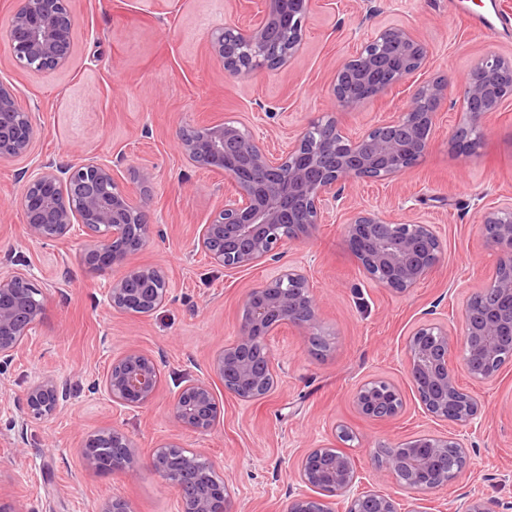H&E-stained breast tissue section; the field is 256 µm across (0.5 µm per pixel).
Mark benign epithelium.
I'll use <instances>...</instances> for the list:
<instances>
[{
	"mask_svg": "<svg viewBox=\"0 0 512 512\" xmlns=\"http://www.w3.org/2000/svg\"><path fill=\"white\" fill-rule=\"evenodd\" d=\"M260 8L248 25L229 23L211 30L208 43L224 71L232 76H258L288 65L297 55L305 21L315 0H259ZM289 19L283 48L265 42L267 28L279 17ZM73 20L71 0H13L5 39L14 64L30 73L49 76L70 64ZM428 48L407 28L388 25L373 30L356 52L337 68L333 96L344 111H356L397 85L410 82L429 63ZM512 68V58L488 52L473 65V73ZM438 102L456 93L465 109L469 125L483 127L487 115L512 96L490 93L471 79L458 87L449 76H437L419 89ZM485 99L480 110L470 109L474 99ZM437 110L408 108L397 119L372 125L354 135L348 133L335 114L336 142L329 145L311 137L318 120L312 119L288 142V148L272 152L252 129L225 121L207 128L209 136L189 140L181 135L184 159L231 179L236 197L224 199L203 225L197 246L210 263L226 271H241L269 261L279 262L288 246L307 238L323 223L328 210L340 205L349 210L345 235L359 268L370 283L396 294L417 287L440 262L443 244L437 225L416 218L393 222L386 212L355 206L345 195L346 185L374 169L376 179L392 182L415 166L427 153L430 136L405 144L381 139L388 126H405L414 132L432 131ZM36 135L34 113L10 86L0 83V162L30 155ZM340 153L338 165L323 171L313 183L310 172L321 166L328 150ZM145 200L122 189L114 169L95 156L62 164L40 163L27 170L20 201L22 223L35 241L68 238L79 225L93 240L85 245L80 258L92 272L124 266L130 256L145 245L150 225L136 223ZM482 232L499 257L489 287L512 300V201L507 200L482 216ZM309 270L290 264L270 280L247 290L239 332L235 341L224 346L214 358L211 371L224 383V392L240 401L255 402L268 397L278 385L275 359L268 339L279 327L290 325L318 335V312L312 296ZM486 289L472 291L460 310L461 336L448 325L433 319L421 322L407 338V372L424 413L445 422V434L418 432L378 458L400 483L419 496H425L449 482L434 469L438 454L445 448L468 453V431L479 423L483 404L464 388L449 354L461 344L463 368L477 383L493 381L501 369L502 351L512 355V309L505 312L484 300ZM169 282L164 271L152 265L132 266L112 283L109 303L118 311L128 310L130 298L140 304L142 315L150 316L166 303ZM47 309L41 285L27 270L16 267L0 271V367L23 349L29 331ZM103 386L113 402L141 408L149 404L160 387V372L154 358L131 349L113 360ZM57 383L48 378L30 389L25 405L30 415L45 418L58 407ZM356 411L369 420H392L405 408L401 389L385 377H374L360 384L353 394ZM221 406L207 379L184 386L171 408L173 423L180 429L208 433L220 422ZM112 447L126 449L124 461L108 465L85 449L86 467L112 473H125L133 466V442L119 429L110 430ZM337 443L311 448L295 468L298 480L320 493L295 496L288 512H311L310 504L322 512H335L333 498L349 500L347 510L358 512L364 503L372 512H397L390 494L370 487H356L359 472L339 443L353 438L343 425L336 426ZM181 450L175 441L161 444L151 455V471L175 487L170 480L167 457ZM187 466L200 470L204 483L195 494L180 493V512H232L211 461L200 454L186 456Z\"/></svg>",
	"mask_w": 512,
	"mask_h": 512,
	"instance_id": "benign-epithelium-1",
	"label": "benign epithelium"
}]
</instances>
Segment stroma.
Instances as JSON below:
<instances>
[{
  "instance_id": "stroma-1",
  "label": "stroma",
  "mask_w": 512,
  "mask_h": 512,
  "mask_svg": "<svg viewBox=\"0 0 512 512\" xmlns=\"http://www.w3.org/2000/svg\"><path fill=\"white\" fill-rule=\"evenodd\" d=\"M71 8L68 70L28 73L0 42V80L36 114L34 161L106 159L119 185L146 199L152 232L131 262L161 267L170 295L147 317L113 310L108 289L122 268L90 272L79 258L88 242L81 231L65 241L30 239L18 209L22 165L0 163V268L26 264L48 299L23 352L0 368V502L12 512H99L119 497L131 512H179L177 489L146 466L160 443L174 440L215 464L234 512H287L305 490L294 463L332 441L343 424L354 433L346 450L364 484L394 494L398 512H415V494L398 490L374 453L416 432L446 429L409 393L404 346L431 315L460 330L464 299L492 275L495 253L480 223L487 208L512 198V97L487 116L474 149L462 151L451 138L464 114L450 100L437 115L428 152L411 170L389 184L358 179L347 186L355 204L438 226L442 259L416 288L396 294L364 278L342 212L290 246L289 259L311 271L329 350L314 355L304 330L279 328L269 338L276 391L251 403L220 395L221 419L207 434L176 429L173 398L189 381L210 377L213 358L237 334L247 289L280 266L229 273L195 248L202 225L235 185L186 163L179 133L236 121L287 148L309 120L339 112L331 93L336 65L371 28L386 25L411 28L428 47L426 74L388 89L361 111L341 114L352 134L396 119L426 78L448 74L460 84L487 52L512 58V29L477 31L469 20L493 8L512 15V0H316L296 59L254 80L225 75L207 42L213 28L248 24L251 10L237 0H165L153 9L146 0H72ZM130 349L151 354L162 376L153 402L134 410L114 406L97 387L113 359ZM48 376L66 396L54 416L37 419L24 397ZM377 376L407 389L401 417L373 421L355 412L354 390ZM462 384L483 401L485 416L471 436L464 472L428 494L426 505L430 512H463L468 499L482 496L499 512H512V363L491 383L466 378ZM112 427L132 439L136 466L123 474L87 469L84 440Z\"/></svg>"
}]
</instances>
